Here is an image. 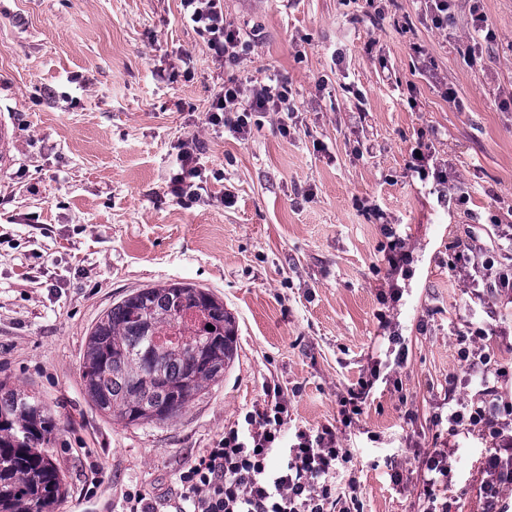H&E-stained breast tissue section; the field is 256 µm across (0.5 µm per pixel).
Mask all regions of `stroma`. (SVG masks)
I'll use <instances>...</instances> for the list:
<instances>
[{
	"instance_id": "stroma-1",
	"label": "stroma",
	"mask_w": 512,
	"mask_h": 512,
	"mask_svg": "<svg viewBox=\"0 0 512 512\" xmlns=\"http://www.w3.org/2000/svg\"><path fill=\"white\" fill-rule=\"evenodd\" d=\"M450 3L442 30L423 0H224L256 35L227 71L180 0H0L13 137L0 165V379L60 420L59 512H112L135 483L171 490L269 383L288 399L285 444L329 426L349 449L336 486L358 512H420L421 454L448 436L432 418L448 413L449 377L457 397L473 392L454 332L487 319L448 262L470 225H512V0ZM230 74L285 82L293 111L256 114L245 141L208 126ZM192 137L205 177L180 199L169 177ZM420 146L423 179L406 169ZM389 226L410 254L392 283ZM163 282L221 299L238 355L179 418L127 427L87 399L85 338L122 297ZM392 284L400 301L381 303ZM375 365L363 414L341 425L340 398ZM456 442L449 512H479L485 444Z\"/></svg>"
}]
</instances>
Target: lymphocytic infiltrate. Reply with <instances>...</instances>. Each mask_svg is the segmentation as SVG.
<instances>
[{"label":"lymphocytic infiltrate","instance_id":"obj_1","mask_svg":"<svg viewBox=\"0 0 512 512\" xmlns=\"http://www.w3.org/2000/svg\"><path fill=\"white\" fill-rule=\"evenodd\" d=\"M180 2L184 20L206 39L217 65H237L246 58L252 42L227 20L223 0ZM289 107L287 88L230 77L213 99L206 121L244 140L254 114ZM201 152L197 139L183 143L178 169L169 180L172 194L195 195L193 180L200 175ZM449 268L459 274L480 273L481 288L470 291L475 303L483 305L500 296L512 304V225H494L489 242L473 238L463 243ZM490 331L488 324L469 323L457 333L458 359L476 377L479 390L449 407V443L423 458L424 512H448L440 497L448 489V461L457 451L452 439L465 432L477 434L486 444L480 483L484 512H507L503 495L512 488V396L499 387L512 379V373L488 349ZM287 422V399L279 387H267L263 404L246 412L242 424L226 427L210 448L178 472L172 492L129 487L121 512H336V470L346 462L347 449L338 446L330 428L314 435L301 430L286 460H276Z\"/></svg>","mask_w":512,"mask_h":512}]
</instances>
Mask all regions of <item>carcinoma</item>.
Returning a JSON list of instances; mask_svg holds the SVG:
<instances>
[{"label":"carcinoma","instance_id":"obj_1","mask_svg":"<svg viewBox=\"0 0 512 512\" xmlns=\"http://www.w3.org/2000/svg\"><path fill=\"white\" fill-rule=\"evenodd\" d=\"M236 333L234 317L206 289L183 282L139 288L86 336L85 394L126 426L171 421L201 390L224 380ZM59 432L36 395L0 379V512H56L65 483L49 448Z\"/></svg>","mask_w":512,"mask_h":512}]
</instances>
